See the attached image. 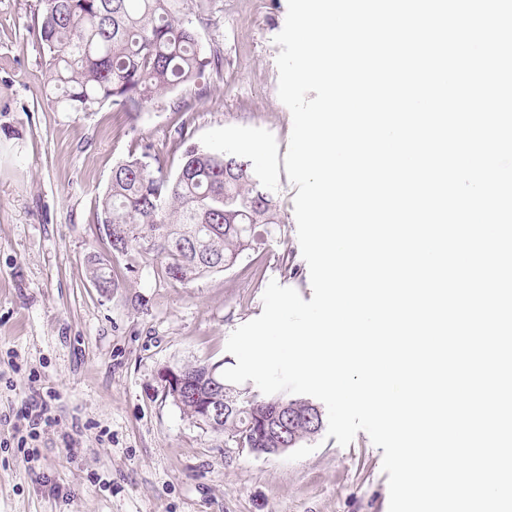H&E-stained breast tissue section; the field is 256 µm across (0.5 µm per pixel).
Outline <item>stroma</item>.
I'll use <instances>...</instances> for the list:
<instances>
[{
  "mask_svg": "<svg viewBox=\"0 0 512 512\" xmlns=\"http://www.w3.org/2000/svg\"><path fill=\"white\" fill-rule=\"evenodd\" d=\"M188 5L221 70L124 116L65 111L36 38L39 0H0V512H388L384 450L365 432L258 456L162 395L164 367L236 365L227 340L261 315L269 282L312 298L278 97L287 0ZM189 144L240 155L281 221L230 269L182 284L137 252L112 253L97 206L118 162L147 152L173 174ZM93 255L118 287H95ZM39 397L54 422L30 440L16 413Z\"/></svg>",
  "mask_w": 512,
  "mask_h": 512,
  "instance_id": "35a3bbf8",
  "label": "stroma"
}]
</instances>
